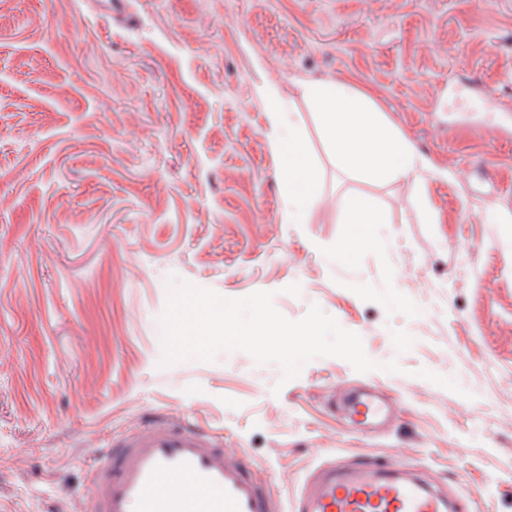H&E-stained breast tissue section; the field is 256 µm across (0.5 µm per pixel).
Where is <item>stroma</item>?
Instances as JSON below:
<instances>
[{
    "mask_svg": "<svg viewBox=\"0 0 512 512\" xmlns=\"http://www.w3.org/2000/svg\"><path fill=\"white\" fill-rule=\"evenodd\" d=\"M324 81L370 99L416 183L338 169L305 94ZM261 87L336 200L310 223L283 220ZM171 275L292 320L319 305L379 367H161ZM340 386L391 398L388 421L357 425ZM149 413L285 497L323 455H383L512 512V0H0V512H90L100 449Z\"/></svg>",
    "mask_w": 512,
    "mask_h": 512,
    "instance_id": "obj_1",
    "label": "stroma"
}]
</instances>
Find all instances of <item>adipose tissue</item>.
Wrapping results in <instances>:
<instances>
[{
  "mask_svg": "<svg viewBox=\"0 0 512 512\" xmlns=\"http://www.w3.org/2000/svg\"><path fill=\"white\" fill-rule=\"evenodd\" d=\"M309 94L318 106L323 135L340 169L369 181L415 176L417 156L384 125L366 97L342 83L314 86ZM269 119L273 148L282 160L286 176L285 219L290 224L307 223L312 211L328 201L322 192V175L309 159L291 112L276 103Z\"/></svg>",
  "mask_w": 512,
  "mask_h": 512,
  "instance_id": "1",
  "label": "adipose tissue"
}]
</instances>
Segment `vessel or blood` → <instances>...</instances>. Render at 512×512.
Segmentation results:
<instances>
[{"mask_svg": "<svg viewBox=\"0 0 512 512\" xmlns=\"http://www.w3.org/2000/svg\"><path fill=\"white\" fill-rule=\"evenodd\" d=\"M349 411L371 425L382 405L365 394ZM88 493L92 512H466L461 499L411 468L376 458H329L283 504L245 458L184 414L113 438L92 468Z\"/></svg>", "mask_w": 512, "mask_h": 512, "instance_id": "vessel-or-blood-1", "label": "vessel or blood"}]
</instances>
